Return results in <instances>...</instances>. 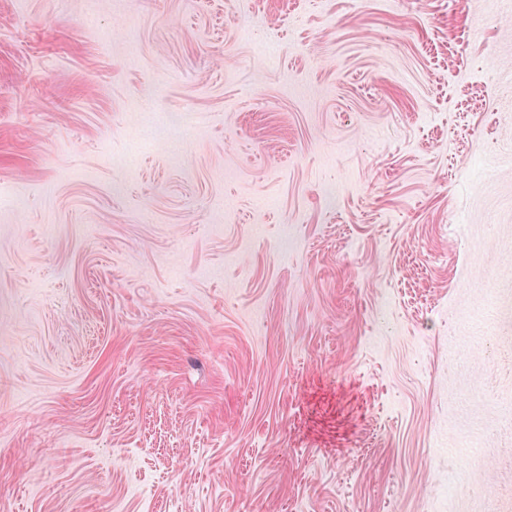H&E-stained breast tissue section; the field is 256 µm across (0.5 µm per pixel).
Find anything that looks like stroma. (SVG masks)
Wrapping results in <instances>:
<instances>
[{
	"mask_svg": "<svg viewBox=\"0 0 512 512\" xmlns=\"http://www.w3.org/2000/svg\"><path fill=\"white\" fill-rule=\"evenodd\" d=\"M512 0H0V512H512Z\"/></svg>",
	"mask_w": 512,
	"mask_h": 512,
	"instance_id": "obj_1",
	"label": "stroma"
}]
</instances>
